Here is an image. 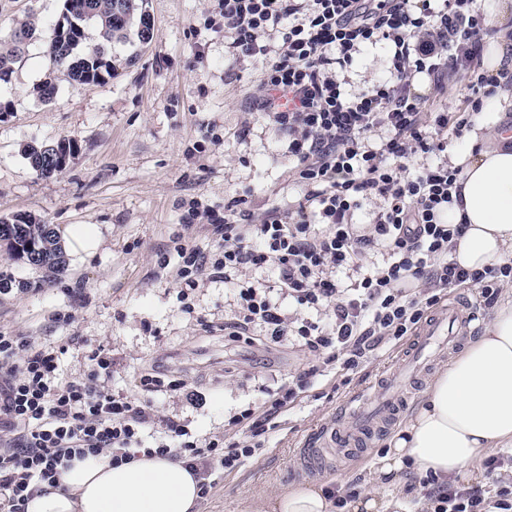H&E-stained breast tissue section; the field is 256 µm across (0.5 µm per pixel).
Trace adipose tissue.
I'll use <instances>...</instances> for the list:
<instances>
[{
  "mask_svg": "<svg viewBox=\"0 0 512 512\" xmlns=\"http://www.w3.org/2000/svg\"><path fill=\"white\" fill-rule=\"evenodd\" d=\"M501 31L484 54L483 65L498 74L512 58V37L503 27L512 0H491L485 8ZM512 94L496 88L485 97L461 146L448 152L458 168L459 198L443 221L462 224L465 234L450 252L460 267L475 271L512 256V135L502 123ZM512 445V297L497 309L483 333L433 376L414 415L377 457L374 480L400 473L459 475L489 449ZM198 472L185 459L137 453L113 465L105 455H89L60 469L58 480L42 484L27 512H197ZM266 512H336L321 483H305L265 500Z\"/></svg>",
  "mask_w": 512,
  "mask_h": 512,
  "instance_id": "obj_1",
  "label": "adipose tissue"
}]
</instances>
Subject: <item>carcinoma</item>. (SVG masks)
Returning <instances> with one entry per match:
<instances>
[{
  "label": "carcinoma",
  "mask_w": 512,
  "mask_h": 512,
  "mask_svg": "<svg viewBox=\"0 0 512 512\" xmlns=\"http://www.w3.org/2000/svg\"><path fill=\"white\" fill-rule=\"evenodd\" d=\"M37 25V18L27 16L16 22L5 37H0V85L10 83L13 65L22 58ZM92 29L99 43L91 46L88 39ZM153 34L147 0H65L62 21L52 30L46 53L53 68L70 85L97 83L116 70V60L107 52L108 45L122 42L142 48L152 41ZM59 150L73 154L77 144L72 139L48 145L27 144L22 154L38 174L49 177L62 171L55 160ZM0 224L19 240L30 238L39 243L37 255L28 257L16 252V258L53 274L65 270L64 248L56 231L46 233L30 214L0 217Z\"/></svg>",
  "instance_id": "obj_1"
}]
</instances>
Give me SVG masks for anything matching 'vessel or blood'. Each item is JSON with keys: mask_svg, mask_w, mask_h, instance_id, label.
I'll use <instances>...</instances> for the list:
<instances>
[{"mask_svg": "<svg viewBox=\"0 0 512 512\" xmlns=\"http://www.w3.org/2000/svg\"><path fill=\"white\" fill-rule=\"evenodd\" d=\"M479 318L475 302L460 298L444 305L425 323L412 339L396 369L378 384L373 392L354 397L344 411L353 425L346 433L347 445L360 444L365 429H379L390 424L403 409V393L411 389L418 374L424 372L437 356L454 350L474 330ZM335 430L325 428L309 438L300 460L311 466L313 458L335 447Z\"/></svg>", "mask_w": 512, "mask_h": 512, "instance_id": "b4317fda", "label": "vessel or blood"}]
</instances>
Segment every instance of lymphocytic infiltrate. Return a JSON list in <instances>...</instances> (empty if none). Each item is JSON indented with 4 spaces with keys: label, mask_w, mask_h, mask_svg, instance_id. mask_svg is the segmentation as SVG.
<instances>
[{
    "label": "lymphocytic infiltrate",
    "mask_w": 512,
    "mask_h": 512,
    "mask_svg": "<svg viewBox=\"0 0 512 512\" xmlns=\"http://www.w3.org/2000/svg\"><path fill=\"white\" fill-rule=\"evenodd\" d=\"M218 7L233 54L268 59L260 116L287 132L303 195L260 216L245 194L225 199L220 217L192 210L189 221L212 225L217 249L178 245L176 280L192 290L206 271L223 274L237 304L225 334L260 331L275 343L298 336L310 361L265 410L241 412V438L198 442L179 421L157 420L150 402L106 389L107 355L95 354L87 378L65 381L58 348L0 333V418L9 424L0 436V512H25L59 466L89 454L119 464L136 451L173 452L205 478L234 470L328 368L358 369L373 351L412 335L447 289L476 288L490 303L512 281L511 263L470 272L449 260L465 227L440 220L459 174L448 163V140L464 138L481 94L500 84L477 66L494 30L475 0H218ZM275 29L281 46L273 53L263 36ZM368 44L387 47L389 77L348 92L338 73ZM420 74L439 89L463 81L470 111L427 106L414 89ZM373 200L372 222L357 227L356 211ZM262 268L275 270L274 287L252 278ZM275 290L293 309L272 299ZM427 482L429 512H512L511 488L489 502L472 487Z\"/></svg>",
    "instance_id": "f902f5d3"
}]
</instances>
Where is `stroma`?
Here are the masks:
<instances>
[{
  "label": "stroma",
  "mask_w": 512,
  "mask_h": 512,
  "mask_svg": "<svg viewBox=\"0 0 512 512\" xmlns=\"http://www.w3.org/2000/svg\"><path fill=\"white\" fill-rule=\"evenodd\" d=\"M148 10L153 39L134 65L75 88L57 79L56 96L44 102L46 43L64 0H0V33L28 15L39 21L10 84L0 88V216L30 214L58 229L97 224L104 239L96 257H68L54 277L0 249V275L13 285L0 294V332L62 347L64 380L85 378L93 353L104 351L112 365L101 381L112 393L151 399L158 418H177L199 438L230 440L238 431L233 417L267 407L269 390L301 371L309 355L298 342L260 337L225 346L232 291L208 272L200 288L180 297L175 245L214 249L210 225L184 224L192 201L220 213L226 196L247 191L259 214L294 204L301 190L292 181L287 134L256 111L265 63L231 56L217 0H148ZM387 76L384 49L370 45L347 80L358 91ZM62 138L76 140L77 152L61 173L38 176L23 146ZM401 349L390 345L357 371L320 377L280 414L263 448L214 474L199 512H258L266 495L307 480L421 504V478L371 484V463L385 453L387 435L306 476L298 463L312 434L389 374ZM150 373L181 386L146 394L140 379Z\"/></svg>",
  "instance_id": "35a3bbf8"
}]
</instances>
